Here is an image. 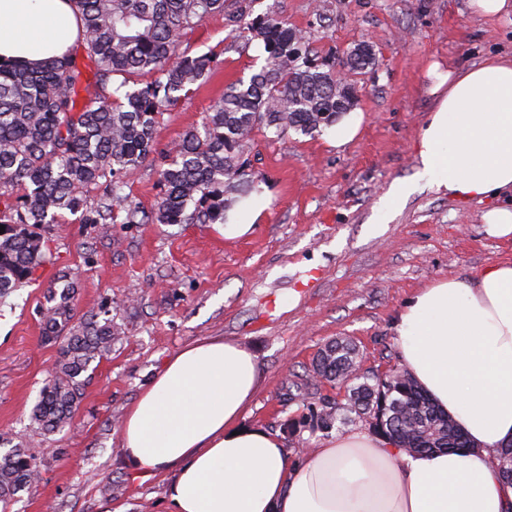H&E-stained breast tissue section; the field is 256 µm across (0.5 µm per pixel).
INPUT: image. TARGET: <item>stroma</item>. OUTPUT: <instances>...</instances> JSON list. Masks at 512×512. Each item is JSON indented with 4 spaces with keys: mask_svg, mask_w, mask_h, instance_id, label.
Segmentation results:
<instances>
[{
    "mask_svg": "<svg viewBox=\"0 0 512 512\" xmlns=\"http://www.w3.org/2000/svg\"><path fill=\"white\" fill-rule=\"evenodd\" d=\"M272 4L318 55L373 45L376 62L355 105L364 116L358 134L338 148L332 129L313 137L256 132L245 156L252 226L238 238L214 224L41 225L44 263L0 298V436L29 448L40 470L12 512H168L164 479L128 469L118 427L171 355L208 338L257 356L260 385L245 425L279 434L291 450L365 430L358 420L316 424L323 408L345 400L344 389L312 377L325 345L353 344L365 372L401 366L395 323L408 299L512 259V237L489 236L482 219L512 196L461 201L419 175L417 146L436 102L431 64L471 67L512 53V23L472 14L467 0H226L223 14L183 42L193 55L224 49V62L208 85L164 113L161 146L200 125L226 83L263 65L261 41L230 50L228 17ZM158 169L150 160L129 176L132 204L155 205ZM401 186L409 189L404 204L382 216V199ZM67 285L72 325L109 319L120 338L81 375L71 425L44 435L30 415L59 348L43 339V314Z\"/></svg>",
    "mask_w": 512,
    "mask_h": 512,
    "instance_id": "obj_1",
    "label": "stroma"
}]
</instances>
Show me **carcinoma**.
<instances>
[{"instance_id": "1", "label": "carcinoma", "mask_w": 512, "mask_h": 512, "mask_svg": "<svg viewBox=\"0 0 512 512\" xmlns=\"http://www.w3.org/2000/svg\"><path fill=\"white\" fill-rule=\"evenodd\" d=\"M80 23L76 47L34 67L0 62V296L20 287L45 261L31 228L70 214L80 224H222L224 194L247 192L243 154L262 127L321 133L353 106L356 76L373 65L359 45L336 59L312 54L308 39L275 9L233 16L235 38L260 40L265 63L248 79L225 85L201 126L158 149L161 116L206 85L219 54L191 55L183 37L225 0H70ZM85 54L88 63L78 59ZM151 74L153 79L139 77ZM85 96H80V92ZM159 160L163 193L155 208L126 205L127 178ZM69 291L47 309L45 339L59 345L53 378L42 388L31 421L43 433L70 424L81 399L79 377L112 348L109 319L69 326ZM316 371L348 388L347 404L319 415L356 417L410 454L460 452L468 440L404 369L365 375L344 343L326 348ZM39 474L36 457L0 440V512Z\"/></svg>"}]
</instances>
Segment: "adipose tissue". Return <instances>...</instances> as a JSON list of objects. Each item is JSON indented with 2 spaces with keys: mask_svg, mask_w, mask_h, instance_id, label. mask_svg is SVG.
I'll list each match as a JSON object with an SVG mask.
<instances>
[{
  "mask_svg": "<svg viewBox=\"0 0 512 512\" xmlns=\"http://www.w3.org/2000/svg\"><path fill=\"white\" fill-rule=\"evenodd\" d=\"M69 0H0V59L41 62L77 38ZM442 92L418 147L430 187L459 199L512 193V55L437 76ZM404 367L470 442L410 454L356 431L288 450L246 428L255 356L221 339L174 353L126 410L128 468L165 478L170 512H512L497 467L512 445V260L477 281L420 289L399 312Z\"/></svg>",
  "mask_w": 512,
  "mask_h": 512,
  "instance_id": "1",
  "label": "adipose tissue"
}]
</instances>
